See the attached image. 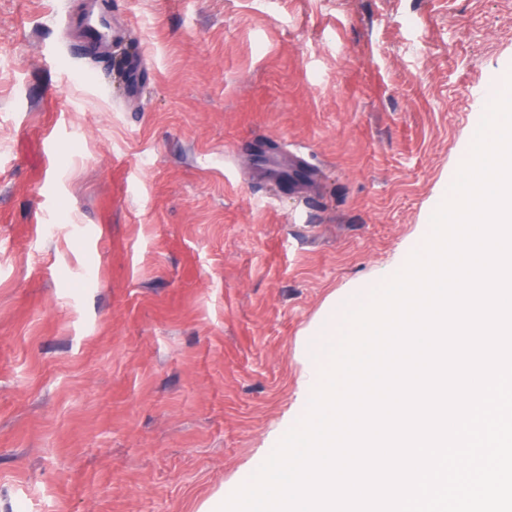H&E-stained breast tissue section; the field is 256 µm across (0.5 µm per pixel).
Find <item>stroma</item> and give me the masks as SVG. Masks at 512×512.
<instances>
[{
    "instance_id": "35a3bbf8",
    "label": "stroma",
    "mask_w": 512,
    "mask_h": 512,
    "mask_svg": "<svg viewBox=\"0 0 512 512\" xmlns=\"http://www.w3.org/2000/svg\"><path fill=\"white\" fill-rule=\"evenodd\" d=\"M91 6L0 0V512H211L426 238L512 0H112L114 56Z\"/></svg>"
}]
</instances>
